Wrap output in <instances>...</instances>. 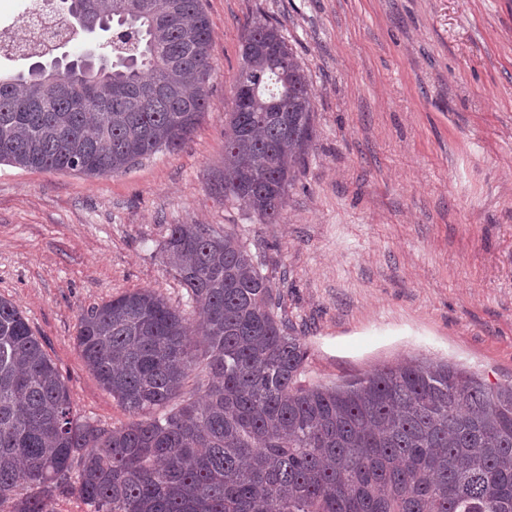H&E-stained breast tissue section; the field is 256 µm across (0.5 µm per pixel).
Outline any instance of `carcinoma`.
<instances>
[{"instance_id":"carcinoma-1","label":"carcinoma","mask_w":512,"mask_h":512,"mask_svg":"<svg viewBox=\"0 0 512 512\" xmlns=\"http://www.w3.org/2000/svg\"><path fill=\"white\" fill-rule=\"evenodd\" d=\"M116 40L98 63L0 78V164L99 178L176 151L209 107L202 0H70ZM245 110L226 113L224 200L278 223L315 136L314 92L280 27L240 46ZM163 263L200 321L149 288L82 313L87 369L134 420L73 414L63 375L0 297V512H512V384L448 362L305 385L307 348L231 232L172 224ZM197 387L185 393L187 380Z\"/></svg>"}]
</instances>
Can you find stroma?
<instances>
[{"mask_svg": "<svg viewBox=\"0 0 512 512\" xmlns=\"http://www.w3.org/2000/svg\"><path fill=\"white\" fill-rule=\"evenodd\" d=\"M210 106L175 152L89 178L0 164V296L26 317L72 407L131 415L86 369L83 311L137 288L189 319L161 262L174 224L236 233L278 313L333 385L376 366L449 361L512 383V0H203ZM276 22L314 92V145L278 223L218 191L239 46Z\"/></svg>", "mask_w": 512, "mask_h": 512, "instance_id": "stroma-1", "label": "stroma"}]
</instances>
